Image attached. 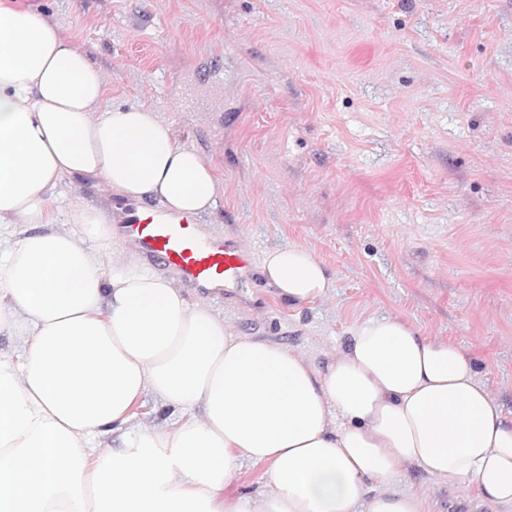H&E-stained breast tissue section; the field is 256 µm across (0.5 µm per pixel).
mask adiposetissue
Listing matches in <instances>:
<instances>
[{"instance_id":"obj_1","label":"adipose tissue","mask_w":512,"mask_h":512,"mask_svg":"<svg viewBox=\"0 0 512 512\" xmlns=\"http://www.w3.org/2000/svg\"><path fill=\"white\" fill-rule=\"evenodd\" d=\"M62 24L0 0V512H428L410 477L462 481L512 512V417L454 344L392 317L318 363L235 336L206 300L103 250L108 211L54 229L66 176L212 212L213 162L142 104L114 106ZM261 274L299 306L332 282L297 245ZM173 408L138 420L144 397ZM265 489L227 495L243 463Z\"/></svg>"}]
</instances>
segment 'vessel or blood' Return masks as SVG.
<instances>
[{
    "label": "vessel or blood",
    "instance_id": "b4317fda",
    "mask_svg": "<svg viewBox=\"0 0 512 512\" xmlns=\"http://www.w3.org/2000/svg\"><path fill=\"white\" fill-rule=\"evenodd\" d=\"M112 235L144 261L162 265L182 288L199 294H223L246 287L254 264L252 252L207 233L189 214L150 208L140 200L112 201Z\"/></svg>",
    "mask_w": 512,
    "mask_h": 512
}]
</instances>
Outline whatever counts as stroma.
<instances>
[{
	"mask_svg": "<svg viewBox=\"0 0 512 512\" xmlns=\"http://www.w3.org/2000/svg\"><path fill=\"white\" fill-rule=\"evenodd\" d=\"M224 182L212 233L295 244L332 279L295 307L263 281L212 298L233 334L317 361L370 317L459 346L512 411V0H20ZM55 216L111 208L64 177ZM431 512H493L417 477Z\"/></svg>",
	"mask_w": 512,
	"mask_h": 512,
	"instance_id": "35a3bbf8",
	"label": "stroma"
}]
</instances>
